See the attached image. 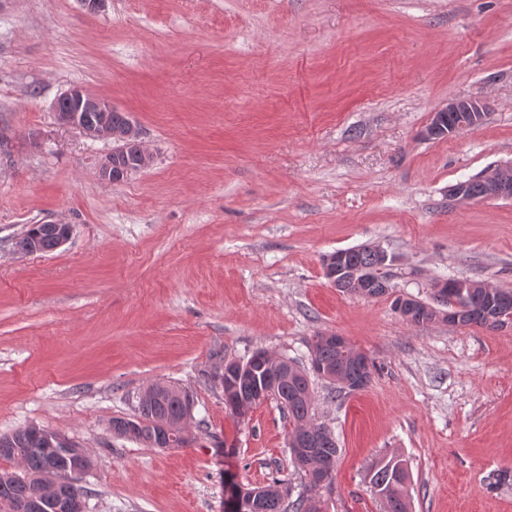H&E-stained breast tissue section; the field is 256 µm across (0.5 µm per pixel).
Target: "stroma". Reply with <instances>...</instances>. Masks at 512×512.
I'll return each mask as SVG.
<instances>
[{
	"label": "stroma",
	"mask_w": 512,
	"mask_h": 512,
	"mask_svg": "<svg viewBox=\"0 0 512 512\" xmlns=\"http://www.w3.org/2000/svg\"><path fill=\"white\" fill-rule=\"evenodd\" d=\"M111 101L152 165L102 180L109 139L58 124L71 86ZM452 98L486 124L424 130ZM512 159V0H0V434L43 426L92 460L87 512H227L232 485L299 487L275 403L232 413L212 372L317 333L375 368L312 377L339 441L326 512H384L368 473L405 459L412 512H512V329L416 327L339 291L324 258L371 243L397 292L512 289V201L449 186ZM73 227L22 255L30 224ZM191 392V445L113 436L148 386Z\"/></svg>",
	"instance_id": "stroma-1"
}]
</instances>
